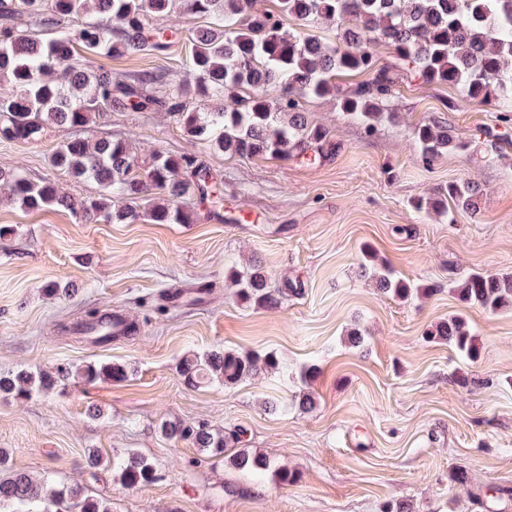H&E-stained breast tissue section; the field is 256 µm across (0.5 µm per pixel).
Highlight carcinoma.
Segmentation results:
<instances>
[{
	"label": "carcinoma",
	"mask_w": 512,
	"mask_h": 512,
	"mask_svg": "<svg viewBox=\"0 0 512 512\" xmlns=\"http://www.w3.org/2000/svg\"><path fill=\"white\" fill-rule=\"evenodd\" d=\"M257 0H0V137L36 142L52 126L76 131L114 112H165L189 137L207 141L229 156L298 157L317 161L335 154L330 132L312 124L303 110L309 97L332 96L342 114L370 132L376 123L394 121L388 110L396 86L413 74L424 84L454 88L461 103L492 110L512 101V0H277V9L260 10ZM176 12L210 20L193 32L188 86L166 67L115 78L112 70L82 63L75 52L123 57L148 49L162 51L173 31L158 19ZM86 17L75 32L67 23ZM318 29L334 28L333 38L290 30L288 19ZM389 47L393 62H378V44ZM367 79L350 87L336 82L341 74ZM201 98L208 110L191 105ZM421 158L432 163L444 153L465 149L443 122L430 119L415 127ZM49 166L73 182L93 181L96 197L61 190L50 180L34 181L19 168H0V186L25 210L58 207L90 221L133 224H187L184 200H222L210 169L191 154L174 156L159 149L137 156L128 139L112 136L88 140L74 136L48 158ZM480 192L471 182H450L434 197L415 203L418 211L444 213L448 204L476 213ZM364 271L383 294L407 299L419 288L392 267L366 254ZM227 278L249 307L272 309L299 289L285 282L274 288L260 264L230 268ZM450 291L463 303L496 312L512 308V274L470 273ZM429 338L442 340L475 360L479 346L467 320L452 316L438 323ZM179 375L190 387L214 380L226 386L279 370L273 353L212 350L184 356ZM76 375L87 383L122 381L126 366L88 364L72 371L59 367L37 374L0 375V396H28L33 387L49 390ZM161 433L188 440L194 447L222 457L237 451L230 463L260 475L270 460L242 447L246 430L222 433L165 420ZM107 465L127 486L157 479L154 466L135 453L103 462L86 457L92 477ZM0 512H112L104 494L92 495L80 480L62 486L10 465L0 448Z\"/></svg>",
	"instance_id": "1"
}]
</instances>
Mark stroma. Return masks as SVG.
Listing matches in <instances>:
<instances>
[{
	"label": "stroma",
	"instance_id": "obj_1",
	"mask_svg": "<svg viewBox=\"0 0 512 512\" xmlns=\"http://www.w3.org/2000/svg\"><path fill=\"white\" fill-rule=\"evenodd\" d=\"M160 24L177 33L166 56L98 55L91 66L118 78L161 64L182 71L205 21L175 14ZM458 99L449 86L404 79L392 102L398 121L370 134L335 98L307 99L310 121L338 145L312 165L224 155L164 112H116L84 128L87 138L132 137L142 156L159 148L201 159L224 199L187 200L189 224L88 223L62 209L24 210L0 189V226L14 230L0 249V374L89 362L128 371L121 382L73 378L0 398V448L11 466L59 483L81 479L110 497L112 512H382L399 501L414 512H486L479 491L512 492V309L469 307L447 291L471 270L512 273V109L501 116ZM432 118L468 150L423 164L414 128ZM70 135L52 127L36 143L0 138V167L97 195L95 182L72 183L47 162ZM451 181L480 186L478 214L415 210ZM368 252L420 294H381L361 269ZM255 260L299 294L275 309L242 306L224 274ZM51 284L57 293H47ZM201 285L209 289L203 303L166 306L167 292ZM90 307L121 312L135 334L100 345L73 332ZM458 313L478 339L477 361L427 337ZM354 327L363 334L356 346L347 339ZM216 348L272 352L280 368L230 387L185 386L179 359ZM313 364L317 374L301 379ZM305 391L319 401L309 413L293 404ZM170 419L245 428L247 448L299 479L286 486L274 469L258 477L168 440L159 425ZM91 449L107 460L136 452L157 478L129 487L103 469L90 476ZM458 468L469 487L450 485Z\"/></svg>",
	"mask_w": 512,
	"mask_h": 512
}]
</instances>
